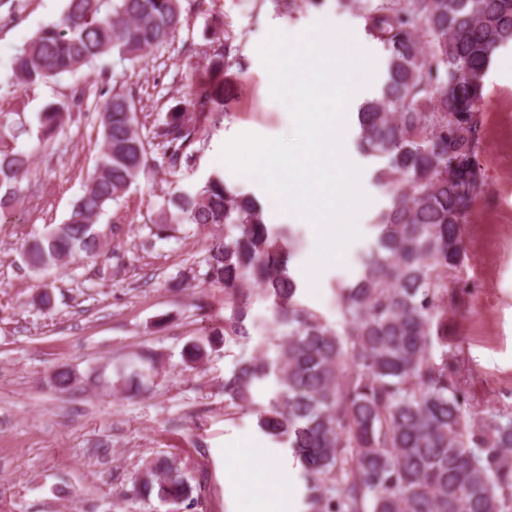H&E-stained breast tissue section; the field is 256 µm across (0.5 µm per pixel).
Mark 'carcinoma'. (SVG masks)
<instances>
[{
    "instance_id": "obj_1",
    "label": "carcinoma",
    "mask_w": 512,
    "mask_h": 512,
    "mask_svg": "<svg viewBox=\"0 0 512 512\" xmlns=\"http://www.w3.org/2000/svg\"><path fill=\"white\" fill-rule=\"evenodd\" d=\"M364 14L368 35L387 52L379 94L357 113L358 149L383 160L377 181L390 204L375 246L351 283L336 291L339 325L302 305L290 270L298 239L266 222L263 204L213 174L193 192L169 198L152 220L159 240L177 227H224L196 267L170 280L224 286L231 311L191 340L188 367L218 342L251 339L250 288L271 302L274 335L224 377L225 410L254 406L262 382L277 389L255 406L257 425L290 449L307 486L310 512H512V413L466 414L469 394L448 351V312L462 302L458 274L467 253L463 224L485 193L477 154L480 105L494 53L512 44V0H338ZM184 24L181 0H67L62 19L43 25L12 60L30 87L117 56L137 63L173 43ZM225 70L245 63L224 38ZM231 91L205 90L192 116L169 113L148 140L138 132L131 93L112 88L100 112L103 146L83 193L61 224L27 241V267L46 271L79 256H100L96 228L106 208L140 178L192 167L196 123L229 108ZM70 113L38 114L48 145ZM159 147L155 153L152 146ZM31 156L0 130V220L20 198ZM120 375L139 394L157 373L150 354ZM175 457L151 460L133 492L176 510L198 504Z\"/></svg>"
}]
</instances>
